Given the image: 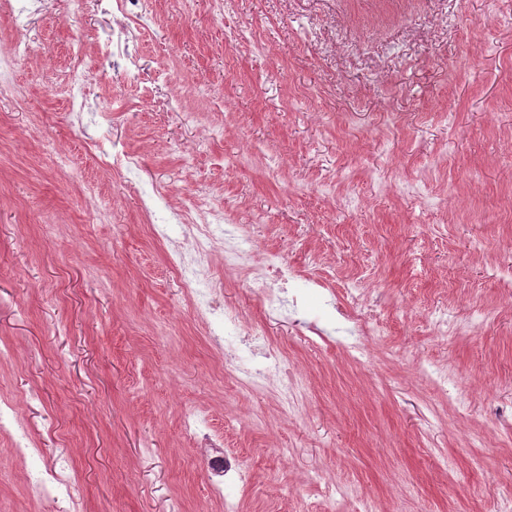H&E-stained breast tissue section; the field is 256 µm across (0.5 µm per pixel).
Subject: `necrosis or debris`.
Returning a JSON list of instances; mask_svg holds the SVG:
<instances>
[{
  "label": "necrosis or debris",
  "mask_w": 512,
  "mask_h": 512,
  "mask_svg": "<svg viewBox=\"0 0 512 512\" xmlns=\"http://www.w3.org/2000/svg\"><path fill=\"white\" fill-rule=\"evenodd\" d=\"M103 2L111 7L113 26L111 36L98 45L97 59L101 62L138 40L152 23L161 0ZM45 6L46 0H0V16L6 19L13 32L10 39H0V101L19 108L25 105L27 92L16 78V67L19 62L34 61L44 55L42 44L26 37L25 32L32 17L42 12ZM90 67L81 46H73L71 64L57 71L50 89L51 95L61 99L68 111L79 115L87 109V72ZM143 194L150 203L149 229L153 237L166 239L167 225L184 226L183 238L172 242L166 254L167 265L191 296L195 315L206 323L213 342L223 344L225 362L234 366L239 384L250 391L275 385L282 411L292 412L301 392L300 379L288 373L275 358L266 365L246 367L238 364L237 345L225 342L224 337L236 331L239 317L235 309L219 306L218 291L211 280L214 252L219 249L224 253L225 274H243L261 284L267 307L277 311L288 303L285 289L295 275L294 268L272 258L255 260L249 239L239 235L236 225L228 223L223 208L201 207L194 193H185L183 203L178 206L169 203L165 192L147 188ZM182 426L197 437L204 454L209 457L213 474L209 487L212 497L223 499L225 478L246 482L250 472L247 460L225 453L224 439L211 430L204 411L184 414ZM10 430L16 435L15 453L28 458L33 464L28 475L32 495L54 503L69 497L70 484L64 476L66 460H59L51 467L45 466L41 450L30 438L15 405L11 401L0 400V432Z\"/></svg>",
  "instance_id": "4bbe7bcc"
}]
</instances>
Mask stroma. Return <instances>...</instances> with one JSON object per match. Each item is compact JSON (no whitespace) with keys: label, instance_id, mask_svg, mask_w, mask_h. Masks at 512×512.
<instances>
[{"label":"stroma","instance_id":"35a3bbf8","mask_svg":"<svg viewBox=\"0 0 512 512\" xmlns=\"http://www.w3.org/2000/svg\"><path fill=\"white\" fill-rule=\"evenodd\" d=\"M110 15L55 0L19 63L28 106L0 103V397L46 462L69 459L80 512H220L209 464L181 426L206 411L250 458L240 512H332L350 492L377 512H499L512 501V0H163L142 35L153 99L121 72L86 133L50 95L53 68ZM180 95L183 109L157 99ZM52 137L82 178L42 151ZM106 138L140 158L136 183L85 150ZM112 212L97 223L82 195ZM198 190L232 209L263 254L296 267L301 316L269 313L257 286L223 302L303 379L299 410L243 392L144 228L138 189ZM330 276L334 302L308 278ZM361 290L350 305L345 283ZM381 332L363 363L342 308ZM449 308L459 330L435 335ZM325 328L297 334V318ZM448 376L440 389L430 373ZM28 464L0 434V512H40Z\"/></svg>","mask_w":512,"mask_h":512}]
</instances>
